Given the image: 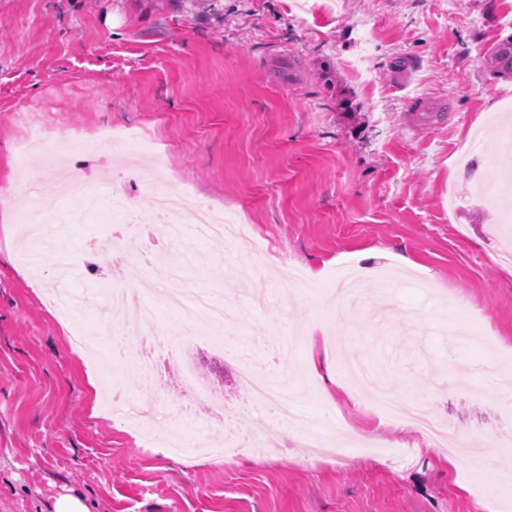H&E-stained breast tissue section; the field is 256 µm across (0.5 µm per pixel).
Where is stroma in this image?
Masks as SVG:
<instances>
[{
  "label": "stroma",
  "instance_id": "35a3bbf8",
  "mask_svg": "<svg viewBox=\"0 0 512 512\" xmlns=\"http://www.w3.org/2000/svg\"><path fill=\"white\" fill-rule=\"evenodd\" d=\"M507 2L0 0V512H51L67 492L91 512H512V495L473 498L441 455L388 462L403 438L372 403L352 413L349 388L328 377L348 353L386 388L410 383L459 432L512 428V267L496 258L512 199L493 188L474 195L461 167L463 154L494 157L504 141L507 83L483 57L512 35ZM20 123L85 139L73 163L92 183L114 163L92 147L95 133L144 132L167 152L186 207L252 218V236L223 253L186 233L182 300L210 292L236 307L238 331L224 347L247 352L257 370L274 372V348L289 342L305 368L299 333L335 337L339 270L377 271L374 292L401 275L395 302L349 309V341L321 353L316 379L332 403L288 379L298 416L322 431L351 427L353 444L374 439L372 453L329 442L311 462L298 448H247L227 464L170 452L161 440L171 411L208 417L173 367L151 378L161 399L152 420L113 418L91 380L113 371L121 386L141 385L165 354L138 347L109 368L72 351L70 320L20 260L22 183L39 180L43 195L68 204L55 177L19 166ZM154 166L144 154L122 178L141 213L159 198L144 185ZM99 194L80 222L45 227L87 266L68 283L76 293L113 278V240L135 257L176 246L167 225L122 223L107 188ZM259 239L280 256L255 257ZM284 262L318 274L315 288L299 294L279 274ZM458 304L491 327V341L459 349L448 333ZM208 323L199 316L188 329L225 408L223 423L201 433L215 444L240 431L264 437L276 413L248 405L232 363L209 346Z\"/></svg>",
  "mask_w": 512,
  "mask_h": 512
}]
</instances>
